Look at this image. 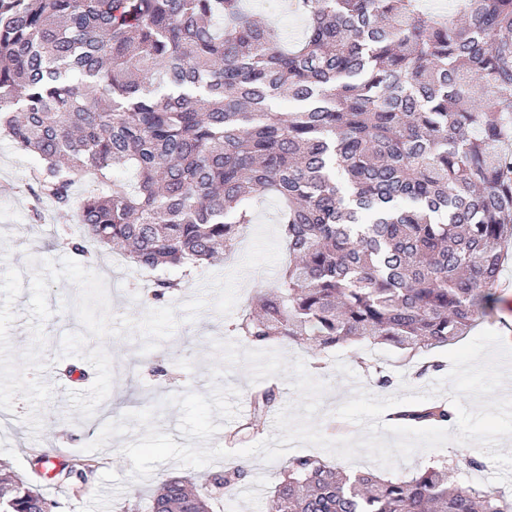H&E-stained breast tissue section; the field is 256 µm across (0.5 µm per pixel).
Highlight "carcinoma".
<instances>
[{"instance_id":"cac0c4a2","label":"carcinoma","mask_w":512,"mask_h":512,"mask_svg":"<svg viewBox=\"0 0 512 512\" xmlns=\"http://www.w3.org/2000/svg\"><path fill=\"white\" fill-rule=\"evenodd\" d=\"M295 4L305 28L290 40L241 0H0V129L41 159L29 178L58 209L85 185L75 254L198 269L235 253L270 196L288 264L235 335L424 355L484 318L512 241V0ZM176 287L158 277L147 301ZM276 392L251 393L233 440L258 433ZM453 417L445 402L392 414ZM460 464L483 468L466 455L393 477L295 456L266 512H512L496 487L449 483ZM245 474L200 489L168 477L149 510L212 512ZM47 505L0 474V512Z\"/></svg>"}]
</instances>
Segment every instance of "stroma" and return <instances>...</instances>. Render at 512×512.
Listing matches in <instances>:
<instances>
[{
  "label": "stroma",
  "instance_id": "1",
  "mask_svg": "<svg viewBox=\"0 0 512 512\" xmlns=\"http://www.w3.org/2000/svg\"><path fill=\"white\" fill-rule=\"evenodd\" d=\"M290 2L244 0V7L295 38L300 36L304 21L293 11ZM39 164L37 156L19 149L9 136L0 133V273L12 266L21 271L27 282L33 275L28 257L56 263L69 257L70 252L62 247L61 238L64 233L74 231L77 225L75 211H62L48 199H36V185L23 181V174ZM278 209L275 199L259 201L256 221L245 230L237 253L199 268L192 279L166 298V305L175 308L179 324L168 339L147 355L165 368V375L154 376L138 370V363L147 356L140 351L141 338L137 331L100 341L89 340V347H104L113 363L135 366L136 371L115 376L110 395L87 420L73 410L68 395L91 387L95 379L90 372L91 365L83 358L60 354L62 336L80 329L74 312L66 307L67 302L75 299L78 288L66 280L51 284L48 303L53 314L44 323L47 345L43 352L45 368L40 377L52 387L53 397L41 411L43 428L36 437L25 421L29 406L23 398H15L12 411L0 410V462L37 486L52 503V512H122L124 505L130 502L139 503L145 510L163 477L191 473L201 478L240 462L247 466V480L232 500L215 503L214 512H263V503L278 479L281 461L267 463L258 455L245 458L234 455L192 470L171 460L157 465L148 479L134 481L130 478L132 463L121 448L125 443L137 442L143 435V428L136 425L131 426L127 434L110 438L104 448L91 452L92 471L84 486L74 479L40 476L36 458L46 450L71 460L81 454L84 445L98 437L105 423L120 419L126 412L155 406L160 409L155 423L161 432L171 434L178 444H186V437L178 430L179 408L163 407L162 402L169 395L187 390L210 393L216 383L210 375L217 359L214 341L229 340L228 325L250 309L257 295L275 286L278 271L288 261L277 224ZM89 268L107 283L113 322L124 318L137 321L144 316L146 309L139 298L153 280V272L133 266L109 249L99 250ZM277 350L287 362L302 360L313 377L327 384L328 390L315 422L331 439L362 434L361 426L335 414L357 390H365L378 398L419 394L429 391L449 372L444 365L443 349H434L428 355L429 360L440 363V370L418 378L414 375V363L400 350L381 346L374 356L393 378L392 385L383 388L366 372L363 361L367 354L359 346L340 349L319 360L304 344L284 343L278 345ZM70 367L86 370L85 380L69 381L64 372ZM218 383L238 389L239 396L236 400L238 416L222 423L211 439L215 446L224 445L227 433L235 431L241 418L247 417L249 395L256 388L249 379L247 366L242 363L230 367Z\"/></svg>",
  "mask_w": 512,
  "mask_h": 512
}]
</instances>
